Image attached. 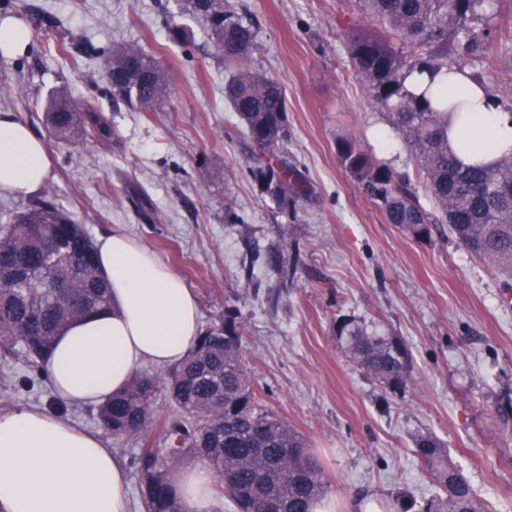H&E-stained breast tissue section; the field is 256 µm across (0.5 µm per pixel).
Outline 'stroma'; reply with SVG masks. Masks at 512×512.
I'll return each mask as SVG.
<instances>
[{
    "instance_id": "35a3bbf8",
    "label": "stroma",
    "mask_w": 512,
    "mask_h": 512,
    "mask_svg": "<svg viewBox=\"0 0 512 512\" xmlns=\"http://www.w3.org/2000/svg\"><path fill=\"white\" fill-rule=\"evenodd\" d=\"M257 24L253 71L283 88L289 162L307 182L288 206L261 193L248 175L254 160L224 100L230 76L189 0H11L33 49L0 56V110L45 140L52 168L39 198L81 224L91 238L120 229L144 242L198 296L201 324L236 309L252 385L304 436L329 478L336 512L368 499L397 512L396 497L421 500L435 486L413 452L431 433L488 512H512V425L496 413L512 393V288L438 225L418 241L389 224L342 167L336 144L358 139L376 161L414 172L404 143L384 157L386 110L353 67V31L377 29L362 0H224ZM186 38L173 40L172 27ZM85 41L97 55L74 58L65 45ZM127 42L164 66L170 94L142 112L114 99L103 79L104 48ZM67 86L92 98L117 133L104 144L60 142L44 121L50 93ZM156 218L145 222L138 194ZM257 256L296 263L291 281L264 264L243 269L245 243ZM399 339L412 356L407 386L392 392L339 348L337 319ZM23 360L0 356V412L25 405L99 430L90 406L59 405L49 384L32 383ZM159 393L153 423L103 444L126 471L132 512H142L136 458L163 447L165 419L176 416Z\"/></svg>"
}]
</instances>
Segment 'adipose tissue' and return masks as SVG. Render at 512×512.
Listing matches in <instances>:
<instances>
[{
    "instance_id": "adipose-tissue-1",
    "label": "adipose tissue",
    "mask_w": 512,
    "mask_h": 512,
    "mask_svg": "<svg viewBox=\"0 0 512 512\" xmlns=\"http://www.w3.org/2000/svg\"><path fill=\"white\" fill-rule=\"evenodd\" d=\"M406 84L418 93L445 89L449 103L459 104L448 144L463 163L512 153V112L466 73H415ZM51 167L45 141L14 113L0 112V191L35 196ZM96 252L112 309L63 329L43 362L56 398L68 404H98L142 368L181 362L200 334L196 294L141 241L116 230L98 238ZM171 481L188 512H206L215 484L207 465L177 469ZM129 509L126 473L97 433L28 406L0 414V512Z\"/></svg>"
}]
</instances>
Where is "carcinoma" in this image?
I'll use <instances>...</instances> for the list:
<instances>
[{"mask_svg": "<svg viewBox=\"0 0 512 512\" xmlns=\"http://www.w3.org/2000/svg\"><path fill=\"white\" fill-rule=\"evenodd\" d=\"M381 29L358 32L349 44L353 66L392 127L415 158L431 208H425L405 173L375 162L358 141L337 144L339 159L361 183L388 223L412 238L432 236L436 224L473 257L512 278V153L490 165H461L448 148V97L441 90L416 94L405 85L413 72L434 77L484 61L502 46L500 17L512 0H363ZM225 61L236 70L224 99L236 112L256 165L249 175L261 192L282 205L304 194L296 168L278 156L287 137V113L279 84L248 67L254 24L220 0H191ZM112 95L143 112L169 93L160 62L132 44L102 50ZM55 136L109 141L112 124L94 105L79 103L66 88L45 107ZM111 287L100 273L87 232L57 207L39 202L0 224V346L3 355L33 367L47 356L58 333L72 322L111 309ZM242 325L230 314L200 333L192 353L163 380L135 376L121 393L98 405L97 417L111 436L135 435L153 420L161 389L179 409L168 422L163 448L138 458L143 512H185L170 474L191 458L208 464L214 493L237 512H311L329 479L305 438L267 405L241 363ZM343 353L369 375L394 389L406 386L412 359L401 342L377 336L343 318L336 321ZM413 451L439 493L422 512H487L469 481L436 436L421 434Z\"/></svg>", "mask_w": 512, "mask_h": 512, "instance_id": "obj_1", "label": "carcinoma"}]
</instances>
